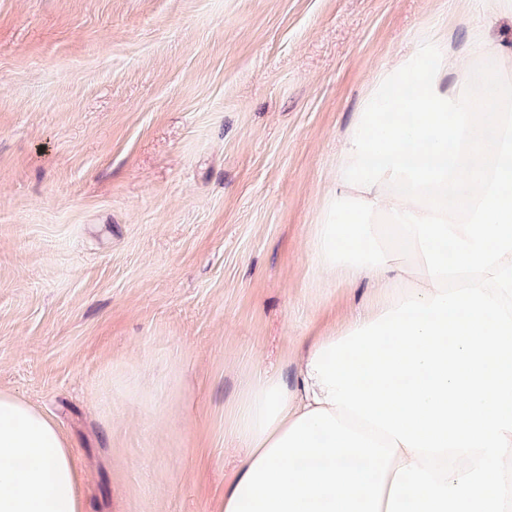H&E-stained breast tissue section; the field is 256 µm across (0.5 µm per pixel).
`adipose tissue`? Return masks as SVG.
Wrapping results in <instances>:
<instances>
[{
	"label": "adipose tissue",
	"instance_id": "1",
	"mask_svg": "<svg viewBox=\"0 0 512 512\" xmlns=\"http://www.w3.org/2000/svg\"><path fill=\"white\" fill-rule=\"evenodd\" d=\"M512 0L461 45L423 28L366 88L309 244L372 305L314 337L294 381L244 385L216 512H512ZM451 245L452 254L438 250ZM0 512H87L49 415L0 392Z\"/></svg>",
	"mask_w": 512,
	"mask_h": 512
}]
</instances>
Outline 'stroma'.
<instances>
[{"instance_id": "35a3bbf8", "label": "stroma", "mask_w": 512, "mask_h": 512, "mask_svg": "<svg viewBox=\"0 0 512 512\" xmlns=\"http://www.w3.org/2000/svg\"><path fill=\"white\" fill-rule=\"evenodd\" d=\"M465 0H0V391L89 512H213L257 368L367 304L308 250L375 74Z\"/></svg>"}]
</instances>
